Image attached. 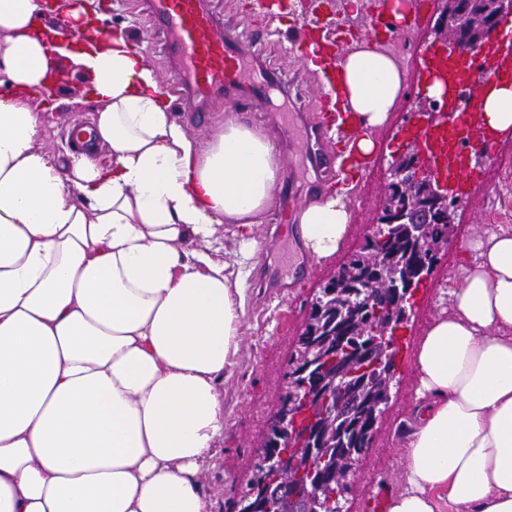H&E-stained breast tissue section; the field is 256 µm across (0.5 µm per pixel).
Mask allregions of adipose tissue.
Listing matches in <instances>:
<instances>
[{
  "label": "adipose tissue",
  "mask_w": 512,
  "mask_h": 512,
  "mask_svg": "<svg viewBox=\"0 0 512 512\" xmlns=\"http://www.w3.org/2000/svg\"><path fill=\"white\" fill-rule=\"evenodd\" d=\"M39 9L0 0V512H209L200 476L244 316L217 232L230 225L249 256L282 163L232 116L189 137L125 29L50 39ZM53 53L90 80L107 164L36 144L29 95L53 80ZM338 87L370 159L401 67L354 40ZM351 188L339 178L299 209L311 256L338 250ZM469 252L416 350L405 487L387 512H512V228Z\"/></svg>",
  "instance_id": "obj_1"
}]
</instances>
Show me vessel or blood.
Segmentation results:
<instances>
[{"label":"vessel or blood","instance_id":"b4317fda","mask_svg":"<svg viewBox=\"0 0 512 512\" xmlns=\"http://www.w3.org/2000/svg\"><path fill=\"white\" fill-rule=\"evenodd\" d=\"M147 11L165 40L171 79L165 88L177 92L179 101L203 102L215 95L230 101L261 106L270 88L280 82L270 73L251 83L248 48L232 34L222 32L221 22L204 0H148ZM302 56L311 50H328L333 67H341L345 47L303 39ZM426 81L418 85L425 92L432 82L441 83L444 92L440 111L415 117L408 125L409 135L419 144L422 164L444 180L460 185L468 178V161L493 150L502 133L488 126L482 103L495 87L512 84V14L504 13L493 39L464 52H440L433 46L422 50ZM72 147L91 152L98 146L86 123L72 121L66 127ZM321 134L305 126L298 137L294 155L286 161V173H294L298 163L320 167L326 156L319 141Z\"/></svg>","mask_w":512,"mask_h":512}]
</instances>
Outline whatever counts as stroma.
<instances>
[{
  "label": "stroma",
  "instance_id": "1",
  "mask_svg": "<svg viewBox=\"0 0 512 512\" xmlns=\"http://www.w3.org/2000/svg\"><path fill=\"white\" fill-rule=\"evenodd\" d=\"M215 8L224 26L242 37L258 36L257 48L267 68L282 78L284 91H271L263 110L239 113V121L265 133L279 156L288 153V135L301 127L300 113L308 105L303 94V62L293 44L302 39L307 24L317 23L326 42L380 35L383 46L400 62L405 89L388 123L372 134L377 144L375 155L358 175L349 193L350 224L345 240L332 257L312 260L309 274L296 288H259L254 282L258 268L269 267L281 274L293 271L307 252L301 240L284 234L282 253L255 249L244 265L233 268L232 280L244 293L245 315L242 341L235 363L224 373V439L202 484L210 498V512H237L238 502L255 476L257 453L276 411L279 396L288 388L290 348L294 336L305 322L312 303L324 282L348 262L365 243L369 227L377 218L387 183V168L392 155L406 143L403 128L411 114L418 112L421 98L414 90L420 79L422 48L430 44L434 22V0H414L409 24L399 34L379 32L378 18L367 7L358 16L345 9V0H321L319 9L299 4L282 10L276 18L254 8L255 0H205ZM107 26H128L135 39L143 40L151 68L158 82L170 77L163 39L143 12L140 0H112ZM87 79L71 78L65 95L58 97L53 114L45 116L40 146L65 152L64 119L94 117L98 106L85 99ZM287 112L289 132L273 127L270 117ZM476 171L467 182L456 206L450 241L437 252L431 276L419 287L409 311L407 328L398 342L399 369L376 433L364 458L357 465L345 496L346 512H386L390 495L404 486L405 460L402 434L414 407L416 374L415 351L433 319L448 310L446 292L458 286L467 263L466 246L497 228L487 215L496 210L512 215V137L502 140L492 155L475 160Z\"/></svg>",
  "mask_w": 512,
  "mask_h": 512
}]
</instances>
